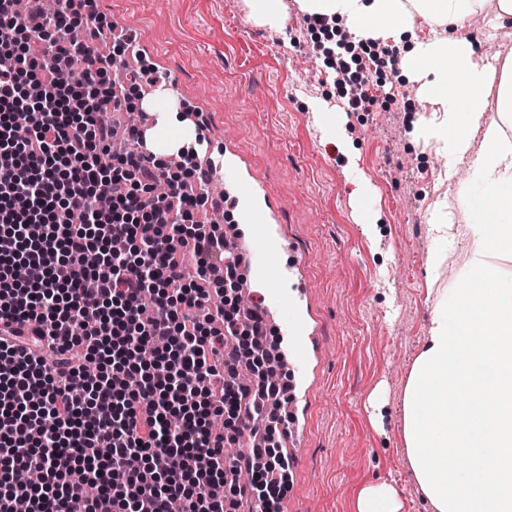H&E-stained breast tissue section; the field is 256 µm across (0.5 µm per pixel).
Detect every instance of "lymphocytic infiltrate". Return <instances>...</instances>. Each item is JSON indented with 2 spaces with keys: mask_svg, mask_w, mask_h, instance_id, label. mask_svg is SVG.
Segmentation results:
<instances>
[{
  "mask_svg": "<svg viewBox=\"0 0 512 512\" xmlns=\"http://www.w3.org/2000/svg\"><path fill=\"white\" fill-rule=\"evenodd\" d=\"M72 19L71 0L51 15L43 0L21 13L0 0V26L13 32L0 43V236L12 242L0 252V321L41 338L26 347L0 336V512H69L76 498L85 512H169L174 501L185 512H279L268 476L288 470L287 456L226 454L224 432L209 426L261 419L237 365L245 333L263 331L258 315L208 303L216 265H237L194 218L209 173L168 181L145 206L161 166L140 127L101 119L122 110L141 74L106 84L115 59L72 38ZM119 136L131 145L114 158L126 191L102 210L113 180L100 159ZM94 358L102 370L90 387L83 367ZM16 463L41 484H13Z\"/></svg>",
  "mask_w": 512,
  "mask_h": 512,
  "instance_id": "obj_1",
  "label": "lymphocytic infiltrate"
}]
</instances>
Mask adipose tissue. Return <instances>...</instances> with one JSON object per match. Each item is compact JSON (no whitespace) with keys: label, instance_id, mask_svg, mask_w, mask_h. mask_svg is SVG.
I'll return each mask as SVG.
<instances>
[{"label":"adipose tissue","instance_id":"ef3b65f1","mask_svg":"<svg viewBox=\"0 0 512 512\" xmlns=\"http://www.w3.org/2000/svg\"><path fill=\"white\" fill-rule=\"evenodd\" d=\"M304 13L340 25L357 41L401 47L398 77L425 114L417 141L468 164L478 191L436 198L429 211L427 278L433 311L402 400L410 470L432 512H512V55L490 57L461 34L512 0H297ZM431 28L416 34V20ZM193 129L161 113L148 140L167 155L189 148ZM468 260L460 288L440 287L456 251Z\"/></svg>","mask_w":512,"mask_h":512}]
</instances>
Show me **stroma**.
Wrapping results in <instances>:
<instances>
[{
	"label": "stroma",
	"mask_w": 512,
	"mask_h": 512,
	"mask_svg": "<svg viewBox=\"0 0 512 512\" xmlns=\"http://www.w3.org/2000/svg\"><path fill=\"white\" fill-rule=\"evenodd\" d=\"M285 2L279 33L251 22L243 0H96L74 22L137 35L143 52L127 64L143 70L142 87L155 71L169 73L177 113L202 114L214 159L239 155L276 203L277 230L306 257V317L320 329L319 355L297 411L302 466L281 512H354L358 492L382 481L396 484L404 512H428L399 425L432 311L431 241L411 218H427L436 197L471 184L472 174L463 165L459 181H441L445 157L411 145L416 95L394 80L401 51L392 44L361 71L366 97L347 110L355 162L322 139L305 100L345 87H330L314 52L321 22ZM365 205L384 217L380 239L358 219ZM375 392L383 409L368 403Z\"/></svg>",
	"instance_id": "1"
}]
</instances>
